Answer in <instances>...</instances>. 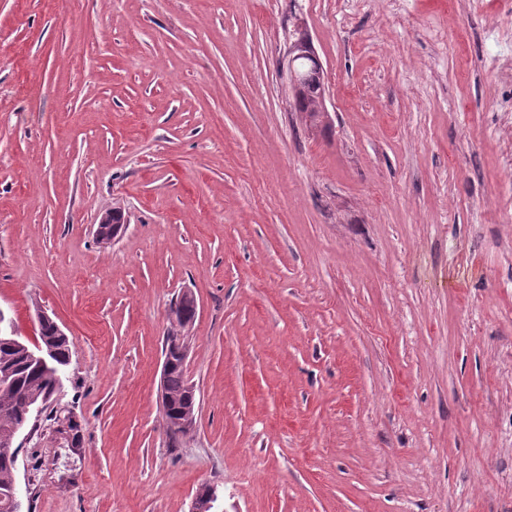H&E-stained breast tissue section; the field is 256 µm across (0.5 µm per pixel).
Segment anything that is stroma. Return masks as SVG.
I'll use <instances>...</instances> for the list:
<instances>
[{
    "label": "stroma",
    "mask_w": 512,
    "mask_h": 512,
    "mask_svg": "<svg viewBox=\"0 0 512 512\" xmlns=\"http://www.w3.org/2000/svg\"><path fill=\"white\" fill-rule=\"evenodd\" d=\"M504 3L0 0V310L69 337L51 408L83 433L23 440V512H189L205 485L225 512H512ZM297 24L324 128L294 107ZM174 306L175 307L172 309V312L175 314V317L172 320L171 326L164 339V358L173 352L170 346V340L180 336L183 338L187 327L193 322L192 321L191 323H187L181 316V311L183 309L185 310L190 308V305L186 303L184 299L177 301ZM165 372L166 366L164 365L162 368V383L160 393V403L163 415L167 409V406L169 405L168 400L165 399V392L166 397L169 398L171 401V404L169 405V407L172 409L171 411L174 413H185L184 408L188 407V405L183 403V398L189 386V381L186 378L184 370L182 367L174 366L166 375V377Z\"/></svg>",
    "instance_id": "obj_1"
}]
</instances>
